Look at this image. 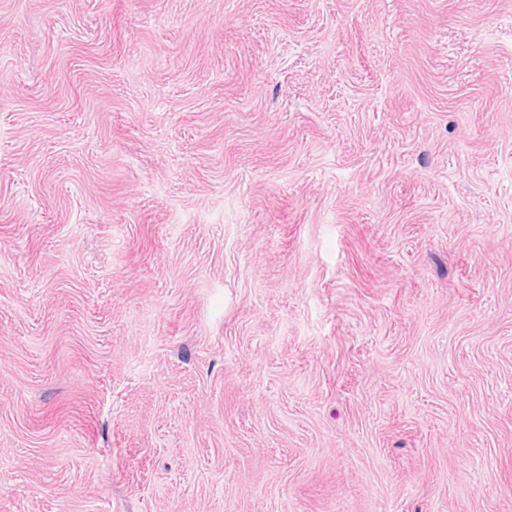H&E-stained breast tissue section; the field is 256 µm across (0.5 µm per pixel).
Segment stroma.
Returning a JSON list of instances; mask_svg holds the SVG:
<instances>
[{
	"label": "stroma",
	"mask_w": 512,
	"mask_h": 512,
	"mask_svg": "<svg viewBox=\"0 0 512 512\" xmlns=\"http://www.w3.org/2000/svg\"><path fill=\"white\" fill-rule=\"evenodd\" d=\"M0 512H512V0H0Z\"/></svg>",
	"instance_id": "stroma-1"
}]
</instances>
